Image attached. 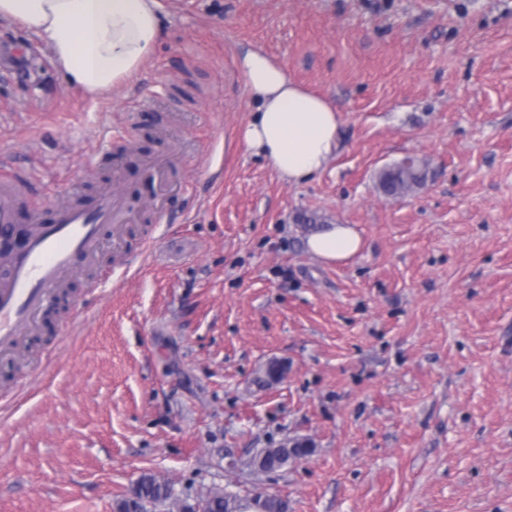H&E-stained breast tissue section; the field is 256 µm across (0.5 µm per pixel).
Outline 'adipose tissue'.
Wrapping results in <instances>:
<instances>
[{"mask_svg": "<svg viewBox=\"0 0 512 512\" xmlns=\"http://www.w3.org/2000/svg\"><path fill=\"white\" fill-rule=\"evenodd\" d=\"M157 9V0H0V21L41 37L68 81L95 95L127 83L152 54L161 35ZM237 66L255 108L236 134L239 145L290 183L321 172L339 147L336 107L263 50L242 51ZM307 248L337 263L359 252L361 238L349 225L328 224Z\"/></svg>", "mask_w": 512, "mask_h": 512, "instance_id": "adipose-tissue-1", "label": "adipose tissue"}]
</instances>
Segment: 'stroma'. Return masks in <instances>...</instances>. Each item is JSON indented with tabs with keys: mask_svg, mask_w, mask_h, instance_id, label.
<instances>
[{
	"mask_svg": "<svg viewBox=\"0 0 512 512\" xmlns=\"http://www.w3.org/2000/svg\"><path fill=\"white\" fill-rule=\"evenodd\" d=\"M159 5L153 54L97 96L0 27L19 223L104 186L138 210L143 159L179 157L153 248L151 222L107 227L24 367L0 360V512H114L144 474L190 502L216 486L288 512H512V0ZM248 45L340 113L337 153L302 182L235 140ZM409 155L426 182L386 196ZM309 218L352 225L360 251L309 253ZM20 370L36 381L10 391ZM294 436L314 451L279 472L226 466Z\"/></svg>",
	"mask_w": 512,
	"mask_h": 512,
	"instance_id": "1",
	"label": "stroma"
}]
</instances>
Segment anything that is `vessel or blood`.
Segmentation results:
<instances>
[{"mask_svg":"<svg viewBox=\"0 0 512 512\" xmlns=\"http://www.w3.org/2000/svg\"><path fill=\"white\" fill-rule=\"evenodd\" d=\"M176 156L146 162L143 172L151 186L170 181ZM28 193L18 176L0 179V238L13 231L21 202ZM122 195L103 189L94 206L78 199L57 204L50 221H35L24 249L0 253V355L13 352L22 335L32 332L75 265L97 253L103 226L123 223Z\"/></svg>","mask_w":512,"mask_h":512,"instance_id":"b4317fda","label":"vessel or blood"}]
</instances>
